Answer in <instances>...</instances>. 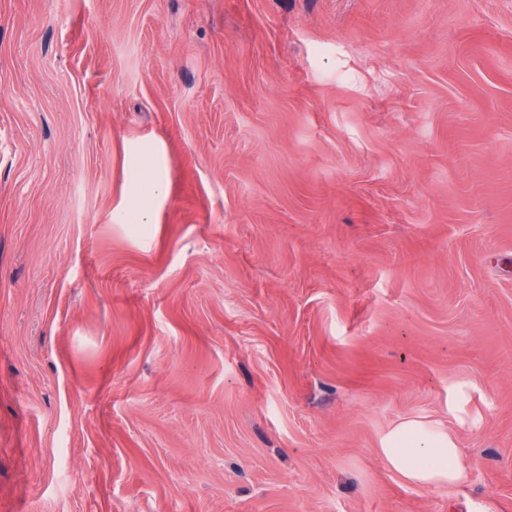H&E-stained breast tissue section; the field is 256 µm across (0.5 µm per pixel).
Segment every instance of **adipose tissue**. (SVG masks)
I'll return each mask as SVG.
<instances>
[{"instance_id": "adipose-tissue-1", "label": "adipose tissue", "mask_w": 512, "mask_h": 512, "mask_svg": "<svg viewBox=\"0 0 512 512\" xmlns=\"http://www.w3.org/2000/svg\"><path fill=\"white\" fill-rule=\"evenodd\" d=\"M378 453L410 485L453 486L465 478L456 436L438 425L403 420L383 437Z\"/></svg>"}]
</instances>
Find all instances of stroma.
Returning <instances> with one entry per match:
<instances>
[{
  "instance_id": "35a3bbf8",
  "label": "stroma",
  "mask_w": 512,
  "mask_h": 512,
  "mask_svg": "<svg viewBox=\"0 0 512 512\" xmlns=\"http://www.w3.org/2000/svg\"><path fill=\"white\" fill-rule=\"evenodd\" d=\"M0 512H512V0H0ZM378 453L409 485L453 486L465 479L457 438L439 425L402 420L383 437Z\"/></svg>"
}]
</instances>
